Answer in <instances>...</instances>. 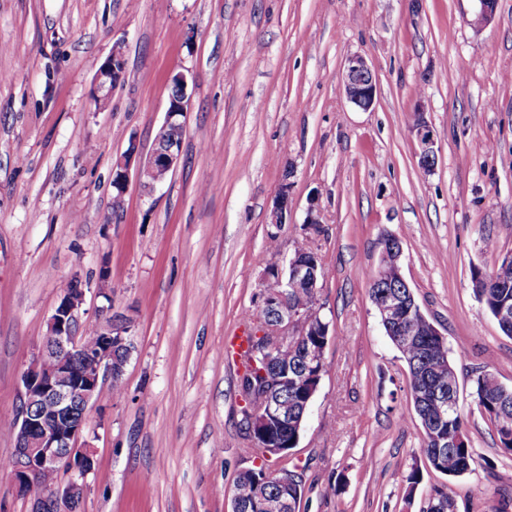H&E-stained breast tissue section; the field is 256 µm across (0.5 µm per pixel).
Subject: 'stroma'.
Instances as JSON below:
<instances>
[{
    "mask_svg": "<svg viewBox=\"0 0 512 512\" xmlns=\"http://www.w3.org/2000/svg\"><path fill=\"white\" fill-rule=\"evenodd\" d=\"M477 12V0H0V420L16 416L72 276H107L113 310L134 321L125 389L102 393L83 433L95 452L83 512H231L251 441L223 345L257 309L272 239L284 258L319 254L332 335L288 455L305 472L299 512H421L443 485L457 512H512V457L471 396L485 370L512 388V337L471 279L512 255V0L485 24ZM117 41L125 79L99 111L95 73ZM353 55L376 78L367 110L342 90ZM179 71L180 163L153 196L130 181L113 213L112 167L132 144L147 158ZM420 120L436 140L428 171ZM285 180L292 208L273 224ZM388 237L457 371L475 461L456 477L424 466L408 367L369 297Z\"/></svg>",
    "mask_w": 512,
    "mask_h": 512,
    "instance_id": "obj_1",
    "label": "stroma"
}]
</instances>
